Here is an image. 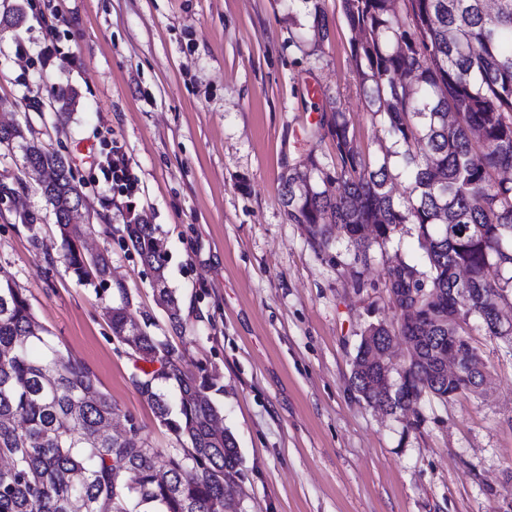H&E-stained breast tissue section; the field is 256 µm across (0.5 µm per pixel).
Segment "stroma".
<instances>
[{"label":"stroma","instance_id":"stroma-1","mask_svg":"<svg viewBox=\"0 0 512 512\" xmlns=\"http://www.w3.org/2000/svg\"><path fill=\"white\" fill-rule=\"evenodd\" d=\"M17 4L25 22L0 34V121L30 122L68 159L86 199L76 218L91 227L84 246L109 251L132 318H151L189 371L216 374L212 397L242 456V512H512V353L473 330L487 395H426L395 415L369 406L350 386L353 361L364 327L398 319L383 269L395 255L421 262L414 231L361 268L345 240L319 250L281 206V172L309 152L334 154L310 135L325 89L340 91L363 149L376 151L382 136L336 0L325 2L331 39L317 62L291 42L282 0H0V11ZM48 44L78 65L42 66ZM67 86L78 106L61 120L51 94ZM116 141L139 179L142 218L164 241L180 327L118 233L101 172ZM20 168V153L0 155V278L22 289L53 342L152 447L172 450L174 434L132 386L133 358L93 289L67 269ZM24 212L33 225L20 222Z\"/></svg>","mask_w":512,"mask_h":512}]
</instances>
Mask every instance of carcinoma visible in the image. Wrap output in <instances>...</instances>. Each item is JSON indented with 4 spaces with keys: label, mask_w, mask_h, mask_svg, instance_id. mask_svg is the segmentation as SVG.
Listing matches in <instances>:
<instances>
[{
    "label": "carcinoma",
    "mask_w": 512,
    "mask_h": 512,
    "mask_svg": "<svg viewBox=\"0 0 512 512\" xmlns=\"http://www.w3.org/2000/svg\"><path fill=\"white\" fill-rule=\"evenodd\" d=\"M350 31V59L372 120L385 135L380 153L358 145L338 106L312 136L329 139L334 160L311 151L280 176L288 221L326 251L342 236L367 265L385 252L398 227L415 226L424 265L400 257L384 267L391 291L423 289L432 312L424 326L371 323L363 330L351 376L369 405L403 409L422 394L448 400L439 355L448 337L467 335L480 299L512 301V0H338ZM291 41L314 60L330 40L325 0H285ZM21 8L0 15V32L17 27ZM56 112L74 111L77 93L56 95ZM23 152L24 167L44 175L39 191L57 224L64 260L81 285L105 302L112 335L136 360L131 384L182 447H150L134 417L112 433L120 409L97 391L87 368L64 355L35 319L22 289L0 281V512H224L225 487L240 475L234 435L208 392L215 376L196 377L184 355L129 315L128 289L112 279L109 254L80 248L85 229L71 222L83 199L72 167L14 123L0 124V147ZM151 272V287L171 325L181 320L167 276V254L155 228L122 230ZM411 343L416 358L393 390L368 382L391 343Z\"/></svg>",
    "instance_id": "obj_1"
}]
</instances>
